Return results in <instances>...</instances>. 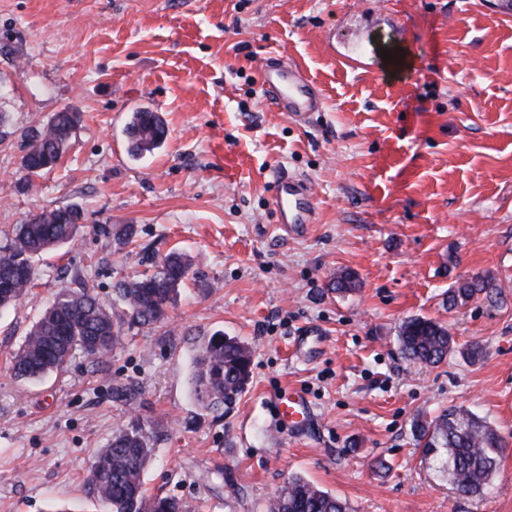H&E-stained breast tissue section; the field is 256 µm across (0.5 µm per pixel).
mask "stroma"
I'll return each mask as SVG.
<instances>
[{
    "mask_svg": "<svg viewBox=\"0 0 512 512\" xmlns=\"http://www.w3.org/2000/svg\"><path fill=\"white\" fill-rule=\"evenodd\" d=\"M497 2L0 0V246L38 210L83 214L0 314V512H98L84 478L134 415L160 433L148 493L196 512H269L295 474L352 512H512V12ZM270 58L299 67L321 111L273 110ZM139 109L169 132L135 158L125 126ZM62 110L79 115L70 148L22 187L27 132ZM283 171L314 192L316 221L298 234L271 206ZM172 251L191 269L167 323L130 331L98 365L78 352L40 383L12 377L11 354L57 294L91 279L111 299ZM344 271L358 286L339 293ZM477 274L495 278L496 301L448 307L449 288ZM414 316L444 325L456 353L406 359L398 330ZM218 330L251 347L252 378L212 413L190 373ZM299 336L314 349L295 350ZM473 343L475 362L462 355ZM291 388L315 413L299 433L275 423L273 399ZM449 407L501 439L483 496L460 495L412 432Z\"/></svg>",
    "mask_w": 512,
    "mask_h": 512,
    "instance_id": "1",
    "label": "stroma"
}]
</instances>
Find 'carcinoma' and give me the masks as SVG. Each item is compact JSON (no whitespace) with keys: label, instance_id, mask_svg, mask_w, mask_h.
Listing matches in <instances>:
<instances>
[{"label":"carcinoma","instance_id":"obj_1","mask_svg":"<svg viewBox=\"0 0 512 512\" xmlns=\"http://www.w3.org/2000/svg\"><path fill=\"white\" fill-rule=\"evenodd\" d=\"M78 122L75 112H58L41 131L31 135L20 160L25 186L52 170L70 147ZM130 152L140 156L160 147L168 129L155 112L133 113L127 128ZM82 215L75 208L42 209L16 225L10 243L0 248V311L13 307L35 287L33 260L73 242ZM188 257L173 251L148 270L115 285V300L125 307L114 318L113 306L98 296L94 282L77 292L61 293L32 326L12 355L11 372L20 381H40L61 372L75 352L96 365L120 343L125 330L163 324L189 276ZM497 291L490 276L461 279L448 289V307H461L475 296ZM403 354L428 366L441 363L453 350L448 329L436 320L412 317L399 328ZM252 375V354L242 341L216 331L205 338L194 362L193 384L201 409L229 410ZM413 432L423 456L454 486L480 495L497 472L502 444L494 429L470 411L444 410L431 420L418 419ZM157 435L138 418L119 430L95 457L83 483L86 498L100 512H194L174 497L153 496L144 489L143 475L152 462ZM271 512H350L348 502L301 476H292L275 497Z\"/></svg>","mask_w":512,"mask_h":512}]
</instances>
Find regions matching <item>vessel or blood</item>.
<instances>
[{"mask_svg":"<svg viewBox=\"0 0 512 512\" xmlns=\"http://www.w3.org/2000/svg\"><path fill=\"white\" fill-rule=\"evenodd\" d=\"M261 81L277 111L302 117L320 111L323 105L320 94L304 79L298 67L270 60L261 69ZM273 206L278 223L284 224L286 230L297 232L315 221L313 194L306 180L299 176L288 173L277 176ZM275 407L278 420L289 427L302 428L312 421V408L299 392L280 393Z\"/></svg>","mask_w":512,"mask_h":512,"instance_id":"b4317fda","label":"vessel or blood"}]
</instances>
